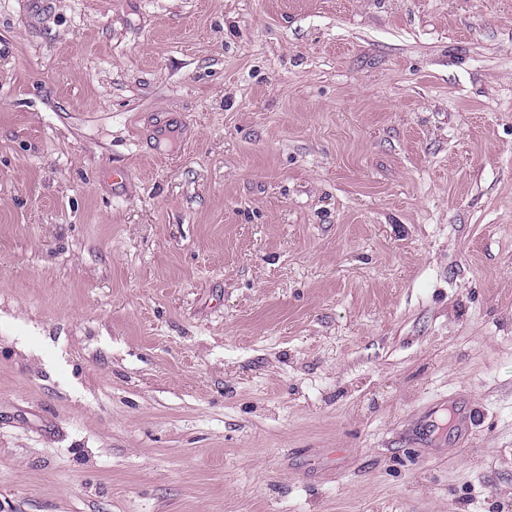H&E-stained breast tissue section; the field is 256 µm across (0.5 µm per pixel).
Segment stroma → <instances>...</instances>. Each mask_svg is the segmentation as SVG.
<instances>
[{
  "mask_svg": "<svg viewBox=\"0 0 512 512\" xmlns=\"http://www.w3.org/2000/svg\"><path fill=\"white\" fill-rule=\"evenodd\" d=\"M0 512H512V0H0Z\"/></svg>",
  "mask_w": 512,
  "mask_h": 512,
  "instance_id": "obj_1",
  "label": "stroma"
}]
</instances>
